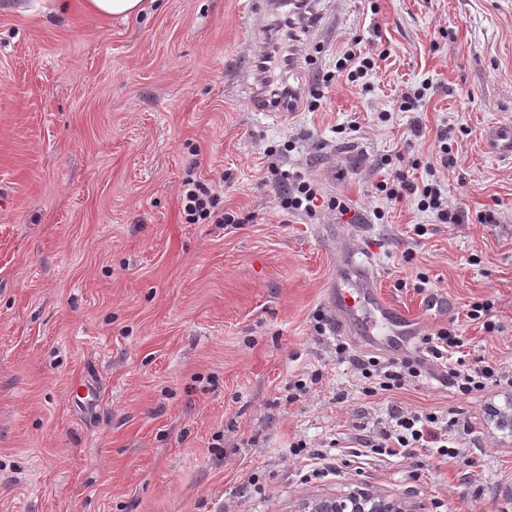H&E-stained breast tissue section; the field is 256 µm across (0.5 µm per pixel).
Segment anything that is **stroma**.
I'll return each mask as SVG.
<instances>
[{
  "instance_id": "35a3bbf8",
  "label": "stroma",
  "mask_w": 512,
  "mask_h": 512,
  "mask_svg": "<svg viewBox=\"0 0 512 512\" xmlns=\"http://www.w3.org/2000/svg\"><path fill=\"white\" fill-rule=\"evenodd\" d=\"M330 3L288 70L320 105L277 124L250 108L266 45L252 0H144L127 20L0 0V512H300L357 490L407 512L512 505V430L495 417L512 386L466 397L438 363L364 396L362 352L337 357L326 307L351 257L425 332L454 326L459 357L512 366V160L482 144L512 123V0ZM356 45L390 55L365 87L323 86ZM273 163L351 216L279 208ZM399 168L441 181L464 223L388 201L378 186ZM189 175L223 180L236 224L186 223ZM432 293L453 299L450 318L426 311ZM482 299L497 331L467 316ZM84 378L100 391L89 407L70 396ZM394 404L455 411L459 458L366 453L357 425Z\"/></svg>"
}]
</instances>
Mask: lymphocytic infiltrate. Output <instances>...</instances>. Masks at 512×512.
Wrapping results in <instances>:
<instances>
[{
	"mask_svg": "<svg viewBox=\"0 0 512 512\" xmlns=\"http://www.w3.org/2000/svg\"><path fill=\"white\" fill-rule=\"evenodd\" d=\"M287 180V186L278 195L282 209L309 214L324 206L342 215L348 213L349 206L345 200L338 197L323 199L312 177L297 171L289 174ZM379 189L387 199L395 201L407 195H417L418 209L433 213L437 223L460 224L464 221L461 208L449 204L438 185H415L404 171H395L391 182L380 184ZM180 198L187 223L227 225L236 221L235 216L220 209L216 184L186 178L182 183ZM461 345V338L454 328L443 327L422 337L423 356L386 362L375 356L356 360V370L368 382L363 392L371 397L382 391L402 388L420 377L427 360L446 359L448 353ZM450 377L454 387L464 396H474L504 383L512 384V370L481 359L452 369ZM458 424V419L453 417L395 405L388 409L384 417L376 419L372 431L361 435L360 445L369 449L370 453L381 456H408L414 449L432 448L439 456L455 459L459 452L452 445L451 432Z\"/></svg>",
	"mask_w": 512,
	"mask_h": 512,
	"instance_id": "obj_1",
	"label": "lymphocytic infiltrate"
}]
</instances>
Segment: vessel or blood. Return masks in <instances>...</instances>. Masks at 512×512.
I'll return each instance as SVG.
<instances>
[{
	"label": "vessel or blood",
	"instance_id": "1",
	"mask_svg": "<svg viewBox=\"0 0 512 512\" xmlns=\"http://www.w3.org/2000/svg\"><path fill=\"white\" fill-rule=\"evenodd\" d=\"M253 111L265 113L274 121L288 120L298 109L296 93L287 100L272 103L259 91L250 99ZM487 154L512 159V126L489 128L483 139ZM332 328L340 336H353L359 341L373 344L388 351L402 350L406 342L417 336L418 319L403 315L384 299L373 285L372 274L359 265H351L342 282L330 293Z\"/></svg>",
	"mask_w": 512,
	"mask_h": 512
}]
</instances>
